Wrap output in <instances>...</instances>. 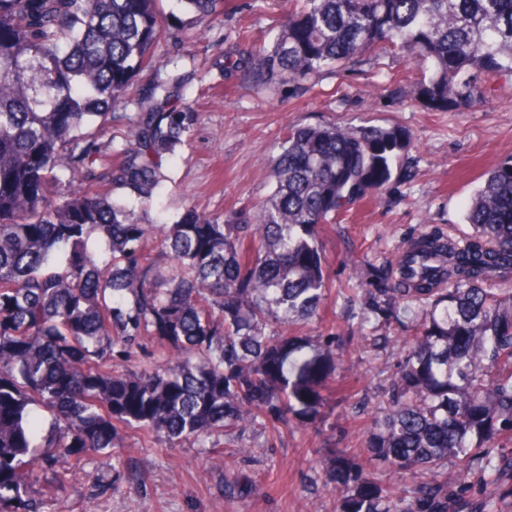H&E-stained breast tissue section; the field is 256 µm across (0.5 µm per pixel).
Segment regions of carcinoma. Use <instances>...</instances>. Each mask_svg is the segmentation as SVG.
<instances>
[{"label": "carcinoma", "mask_w": 512, "mask_h": 512, "mask_svg": "<svg viewBox=\"0 0 512 512\" xmlns=\"http://www.w3.org/2000/svg\"><path fill=\"white\" fill-rule=\"evenodd\" d=\"M158 2L0 0V512H63L43 487L110 456L128 430L203 447L226 426L315 416L335 337L313 345L279 328L326 300L321 226L410 177L398 127L293 126L257 213L146 219L164 160L198 121L183 106L188 76L153 62ZM224 2L176 0L203 34ZM299 2L270 45L240 32L224 75L291 85L365 62L396 96L440 112L481 102L490 75L512 79V0ZM378 48L420 71L413 89ZM116 121L119 148L101 141ZM465 223L470 240L423 238L404 255L420 274L368 289L381 317L407 301L429 308L363 461H334L341 512H448V458L512 439V369L493 373L512 366V158L487 174ZM150 344L159 356L130 366ZM369 466L411 482L383 496Z\"/></svg>", "instance_id": "1"}]
</instances>
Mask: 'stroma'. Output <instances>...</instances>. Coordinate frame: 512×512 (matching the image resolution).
<instances>
[{"mask_svg": "<svg viewBox=\"0 0 512 512\" xmlns=\"http://www.w3.org/2000/svg\"><path fill=\"white\" fill-rule=\"evenodd\" d=\"M288 8V0H226L204 37L195 36L184 13L165 28L154 61L188 75L184 101L199 119L190 141L164 162V193L149 217L170 224L189 205L225 215L259 204L270 192L263 163L294 125L397 126L408 134L410 178L320 232L328 296L317 316L291 327L313 341L336 338L338 368L322 386L320 412L278 434L224 429L213 448L189 441L168 448L148 431L127 432L113 462L95 457L71 470L56 493L66 512H339L332 458L360 456L392 391L404 354L400 339L416 333L414 325L368 313L366 290L375 276L396 277L401 253L420 235L470 233L464 215L481 176L512 157V81L505 78L487 82L481 103L446 112L412 96L396 99L387 83L359 70L323 73L309 91L223 79L219 60L239 27H249L253 43H266ZM495 444L498 484L454 501L452 512H482L489 495L499 512H512V441L499 437ZM234 479L243 495L230 499L225 487Z\"/></svg>", "mask_w": 512, "mask_h": 512, "instance_id": "stroma-1", "label": "stroma"}]
</instances>
